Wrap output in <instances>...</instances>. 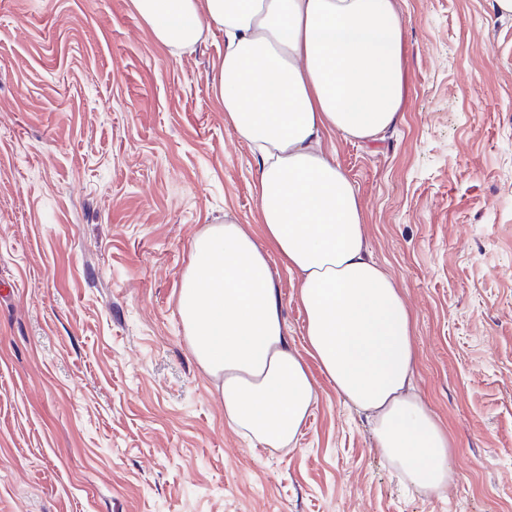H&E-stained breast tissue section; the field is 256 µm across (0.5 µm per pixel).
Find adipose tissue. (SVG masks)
<instances>
[{
	"mask_svg": "<svg viewBox=\"0 0 512 512\" xmlns=\"http://www.w3.org/2000/svg\"><path fill=\"white\" fill-rule=\"evenodd\" d=\"M154 39L187 50L224 31L213 94L261 160V232L195 240L178 311L228 424L285 448L315 390L288 339L271 258L299 280L309 354L378 448L425 493L448 485L451 443L414 386L411 312L371 256L358 192L323 140H370L400 120L404 27L394 0H131Z\"/></svg>",
	"mask_w": 512,
	"mask_h": 512,
	"instance_id": "adipose-tissue-1",
	"label": "adipose tissue"
}]
</instances>
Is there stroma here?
Masks as SVG:
<instances>
[{"mask_svg": "<svg viewBox=\"0 0 512 512\" xmlns=\"http://www.w3.org/2000/svg\"><path fill=\"white\" fill-rule=\"evenodd\" d=\"M397 4L400 122L323 147L411 309L449 486L402 482L308 354L294 444L224 419L177 309L207 226L260 230V163L213 95L223 31L177 52L130 0H0V512H512V16Z\"/></svg>", "mask_w": 512, "mask_h": 512, "instance_id": "35a3bbf8", "label": "stroma"}]
</instances>
